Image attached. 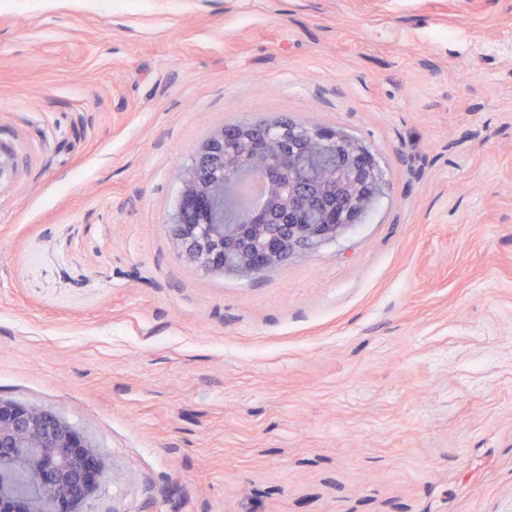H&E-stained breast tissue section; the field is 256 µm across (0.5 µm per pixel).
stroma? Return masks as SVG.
I'll list each match as a JSON object with an SVG mask.
<instances>
[{
    "label": "stroma",
    "instance_id": "35a3bbf8",
    "mask_svg": "<svg viewBox=\"0 0 512 512\" xmlns=\"http://www.w3.org/2000/svg\"><path fill=\"white\" fill-rule=\"evenodd\" d=\"M344 129L386 189L250 279L188 263L225 126ZM0 398L86 512H512V0H0ZM15 448H39L50 461L40 472L48 509L29 508L21 496L12 506L0 496L1 512H85L104 469L96 446L56 415L0 398V459Z\"/></svg>",
    "mask_w": 512,
    "mask_h": 512
}]
</instances>
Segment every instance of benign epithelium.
Instances as JSON below:
<instances>
[{"label": "benign epithelium", "instance_id": "7a95c632", "mask_svg": "<svg viewBox=\"0 0 512 512\" xmlns=\"http://www.w3.org/2000/svg\"><path fill=\"white\" fill-rule=\"evenodd\" d=\"M316 148L338 155L336 166L320 177L330 182L326 189L287 178ZM245 167L266 176L265 199L251 223L224 225L215 212V194L234 188ZM178 179L181 192L166 228L183 257L239 279L337 241L384 187L373 154L347 132L287 119L247 122L233 141L217 131ZM17 448H37L49 460L40 472L46 508H30L19 496L15 506L0 499V512H85L104 469L96 446L48 411L0 399V459Z\"/></svg>", "mask_w": 512, "mask_h": 512}]
</instances>
